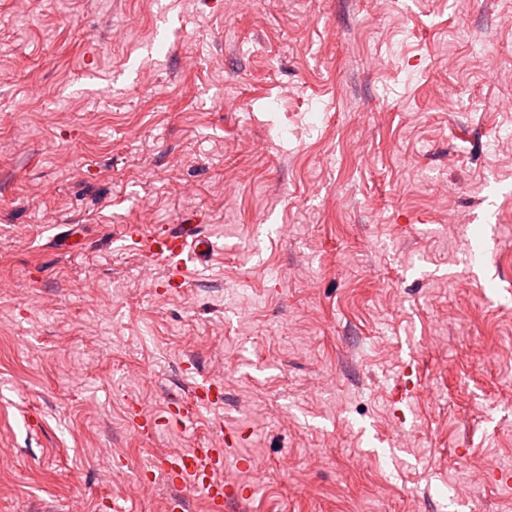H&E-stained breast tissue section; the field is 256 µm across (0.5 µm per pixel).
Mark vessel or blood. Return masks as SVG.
Instances as JSON below:
<instances>
[{
	"instance_id": "b4317fda",
	"label": "vessel or blood",
	"mask_w": 512,
	"mask_h": 512,
	"mask_svg": "<svg viewBox=\"0 0 512 512\" xmlns=\"http://www.w3.org/2000/svg\"><path fill=\"white\" fill-rule=\"evenodd\" d=\"M132 241L139 243L146 256L163 262L170 270L168 283L178 288L182 285L183 271L188 262L206 257L214 244L199 225L183 224L174 230L144 233L139 226L129 229ZM240 440L237 432L228 430L216 433L209 446L194 448L177 455L162 454L156 457V468L164 471L177 485H190L200 493L210 512H234L235 507L249 494L247 487L222 479L224 451L235 447Z\"/></svg>"
}]
</instances>
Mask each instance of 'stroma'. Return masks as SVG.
<instances>
[{
    "mask_svg": "<svg viewBox=\"0 0 512 512\" xmlns=\"http://www.w3.org/2000/svg\"><path fill=\"white\" fill-rule=\"evenodd\" d=\"M511 15L0 0V512H208L118 484L222 427L240 512H512ZM132 241L153 260L161 261L170 270L168 283L181 287L183 271L188 262L203 258L214 250V244L198 224H181L176 230H161L145 234L139 225L129 229Z\"/></svg>",
    "mask_w": 512,
    "mask_h": 512,
    "instance_id": "1",
    "label": "stroma"
}]
</instances>
